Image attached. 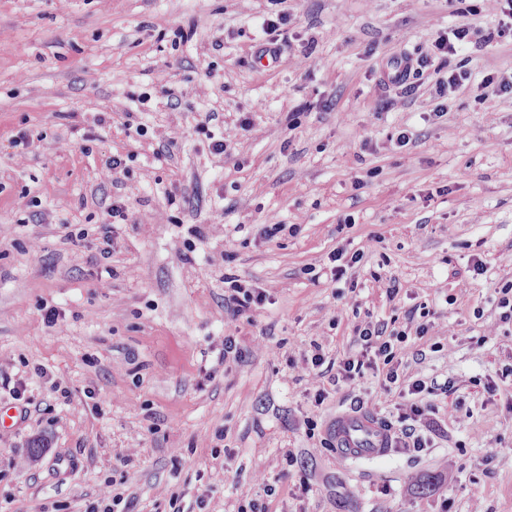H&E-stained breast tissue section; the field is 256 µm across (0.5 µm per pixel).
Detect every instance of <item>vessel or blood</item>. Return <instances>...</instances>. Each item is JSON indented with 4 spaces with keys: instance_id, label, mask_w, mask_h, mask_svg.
Returning <instances> with one entry per match:
<instances>
[{
    "instance_id": "b4317fda",
    "label": "vessel or blood",
    "mask_w": 512,
    "mask_h": 512,
    "mask_svg": "<svg viewBox=\"0 0 512 512\" xmlns=\"http://www.w3.org/2000/svg\"><path fill=\"white\" fill-rule=\"evenodd\" d=\"M331 435L337 451L351 458L374 459L393 446L390 433L378 419L362 412L338 416Z\"/></svg>"
}]
</instances>
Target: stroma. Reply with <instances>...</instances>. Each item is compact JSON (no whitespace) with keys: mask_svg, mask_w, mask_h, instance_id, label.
Segmentation results:
<instances>
[{"mask_svg":"<svg viewBox=\"0 0 512 512\" xmlns=\"http://www.w3.org/2000/svg\"><path fill=\"white\" fill-rule=\"evenodd\" d=\"M500 12L0 0V409L26 412L0 431V512H100L116 495L128 512H194L201 496L237 512L240 486L265 512H512V321L496 293L512 283V92L483 81L512 73ZM280 15L278 59L260 67ZM460 21L476 30L456 58L470 77L442 95L433 42ZM404 56L429 60L408 90L391 81ZM276 221L289 232L265 239ZM341 249L362 259L336 282ZM230 280L270 304L231 315ZM413 310L430 329L400 374L437 385L430 446L344 460L337 414L385 419L398 398L367 377L315 404L309 359L354 354L366 322L402 329ZM227 336L242 357L220 365ZM20 379L17 401L4 383ZM125 206L122 203L113 201L112 204H110L107 208L106 214L107 216L112 219L116 217H120L121 219H125L126 213H125ZM107 218L106 222H104V226L101 228L103 237H102V243L106 245L105 247L100 249V254L104 258H108L109 255L112 253V239L111 235H109L112 232V221Z\"/></svg>","mask_w":512,"mask_h":512,"instance_id":"1","label":"stroma"}]
</instances>
